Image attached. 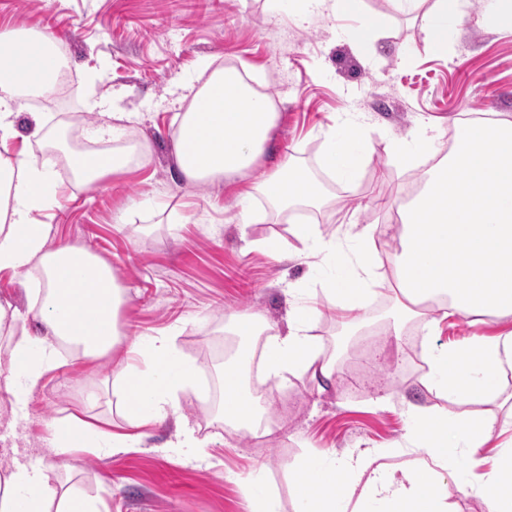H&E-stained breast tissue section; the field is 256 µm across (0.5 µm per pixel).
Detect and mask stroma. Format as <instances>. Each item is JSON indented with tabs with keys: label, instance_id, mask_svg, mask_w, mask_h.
I'll return each instance as SVG.
<instances>
[{
	"label": "stroma",
	"instance_id": "stroma-1",
	"mask_svg": "<svg viewBox=\"0 0 512 512\" xmlns=\"http://www.w3.org/2000/svg\"><path fill=\"white\" fill-rule=\"evenodd\" d=\"M433 0L409 9L403 0H365L369 13L389 18L384 37L370 53L350 39L354 18L327 11L300 19L290 0L271 11L269 0H0V31L35 28L64 50L72 71L68 98L52 108L26 103L16 119L28 151L50 158L64 187L59 205L40 212L50 243L65 242L97 254L112 267L128 303L121 320L127 336L111 356L86 361L63 353L61 365L30 392L25 412L12 419V396L0 386V473L15 461L53 471L77 490L103 500L109 512H252L238 479L261 472L278 497L277 512H295L292 472L307 454L323 461L354 451L418 450L404 411L441 408L445 401L423 384L424 329L411 321L393 328L386 295L365 309V330L339 345L340 311L323 295L331 263L355 256V233L367 224L399 225L397 210L378 199L403 201L431 164L420 155L401 171L392 144L436 125L435 149L451 145L453 120L461 112L512 120V30L493 20L492 0H468L444 55L424 40L422 16ZM246 67L276 105L279 119L263 160L244 177L259 181L285 158H293L321 187L327 202L289 215L273 212L264 198L252 203L256 222L242 223L233 187L190 183L180 176L171 149L178 109L172 101L184 83L202 86L208 72ZM111 100L114 111L134 112L133 138L145 141L147 166L108 175L92 184L65 166L57 132H70L71 112L90 111L89 94ZM45 124L32 137L33 115ZM361 125L368 160L353 182L323 171L319 158L336 124ZM315 224L336 244L334 257L292 243L277 261L252 243L290 240L292 222ZM315 301L320 314L311 333L335 359L332 380L292 376L282 386L264 376L258 357L244 368L247 385L265 400L271 435L255 438L227 425L215 388L224 365V322L239 312L264 314L271 333L287 330L288 312L299 300ZM512 330V318H448L433 345L445 348L475 336ZM172 337L182 356L200 369V391H186L177 413L144 427L134 450H75L52 446L53 427L77 416L106 429L124 420L112 395V374L138 336ZM459 413L486 410L497 429L479 452V474L497 467L512 437V368L500 376V395L486 406L458 402ZM208 446L203 456L178 447L182 421Z\"/></svg>",
	"mask_w": 512,
	"mask_h": 512
}]
</instances>
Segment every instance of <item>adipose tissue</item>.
<instances>
[{
  "label": "adipose tissue",
  "instance_id": "adipose-tissue-1",
  "mask_svg": "<svg viewBox=\"0 0 512 512\" xmlns=\"http://www.w3.org/2000/svg\"><path fill=\"white\" fill-rule=\"evenodd\" d=\"M364 0H297L309 14L327 8L338 18L360 17L363 25L352 37L369 51L382 37L388 17L368 14ZM466 0H433L424 15L423 31L431 50L447 54L448 42L464 14ZM42 37L13 34L0 45V271L22 279L38 321V333L14 332L19 314L0 304V351L8 357L1 379L13 396L14 412L27 404V393L59 360V344L75 354L100 358L111 353L121 336L119 315L128 302L110 265L98 256L59 243L49 245L50 227L38 223L36 212L56 204L62 195L46 162L28 151H11L15 119L23 107L21 88L49 89L48 74L59 67L55 53L39 52ZM31 48L28 78L16 75L12 62L18 49ZM279 118L271 97L257 91L241 70H214L194 91L172 134V151L181 176L217 187L235 181L265 155ZM448 152L425 173L418 193L400 206V249L382 256L374 226L356 235L355 262L343 265L327 281L328 301L342 313L344 327H356L369 295L390 289L397 309L396 324L414 319L435 332L441 317H512V120L469 114L455 118ZM146 155L134 145L112 153H74V174L97 181L107 174L144 166ZM365 162L361 128L349 122L342 134L329 138L321 166L343 180L353 179ZM262 196L277 211L296 205L317 207L323 197L308 181L294 176L290 163L269 171L241 190L237 201L244 222H251V202ZM390 267V277L380 270ZM315 307L296 304L288 315L286 334L266 336L263 315L238 313L231 335L245 340L264 336V374L279 384L304 371L328 378L327 360L309 332L318 316ZM426 386L451 401H481L495 393L499 370L512 365V331L476 338L461 348L426 353ZM198 368L179 355L168 336L134 342L112 382L117 404L135 431L103 432L65 421L55 428L53 445L66 454L75 448H137V427L166 420L179 398L197 379ZM224 418L257 437L269 435V423L258 415V399L234 365L222 372ZM408 421L426 437L421 454L399 463L381 462L371 452L350 454L324 464L307 456L293 472L297 512H452L444 487L458 456H476L492 437L491 417H461L450 411L417 406L406 410ZM348 482L341 498L328 487ZM0 512H103L100 499L72 488L58 489L47 469L17 464L0 474Z\"/></svg>",
  "mask_w": 512,
  "mask_h": 512
}]
</instances>
